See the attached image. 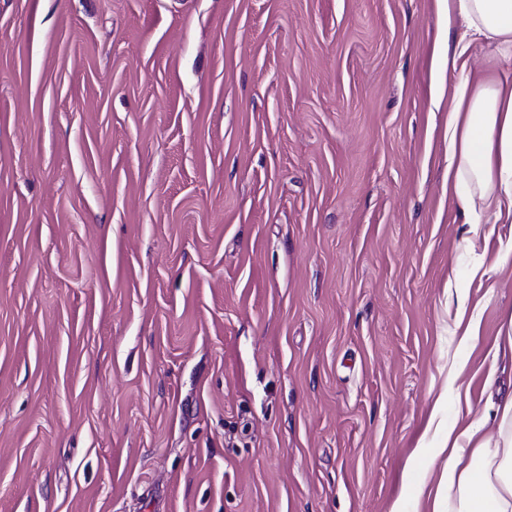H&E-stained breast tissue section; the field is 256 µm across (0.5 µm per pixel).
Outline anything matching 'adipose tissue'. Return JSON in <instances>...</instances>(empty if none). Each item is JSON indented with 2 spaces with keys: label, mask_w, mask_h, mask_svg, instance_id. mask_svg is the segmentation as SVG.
Returning a JSON list of instances; mask_svg holds the SVG:
<instances>
[{
  "label": "adipose tissue",
  "mask_w": 512,
  "mask_h": 512,
  "mask_svg": "<svg viewBox=\"0 0 512 512\" xmlns=\"http://www.w3.org/2000/svg\"><path fill=\"white\" fill-rule=\"evenodd\" d=\"M454 31L448 68L458 74L448 111V187L471 245L490 220L512 223V0H442ZM488 49L496 69L472 75L467 59ZM496 436L482 419L448 425V455L437 493L454 512H512V398L494 412Z\"/></svg>",
  "instance_id": "adipose-tissue-1"
}]
</instances>
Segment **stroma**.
<instances>
[{
    "mask_svg": "<svg viewBox=\"0 0 512 512\" xmlns=\"http://www.w3.org/2000/svg\"><path fill=\"white\" fill-rule=\"evenodd\" d=\"M447 52L439 0H0V512H389L416 449L435 488L512 393Z\"/></svg>",
    "mask_w": 512,
    "mask_h": 512,
    "instance_id": "1",
    "label": "stroma"
}]
</instances>
